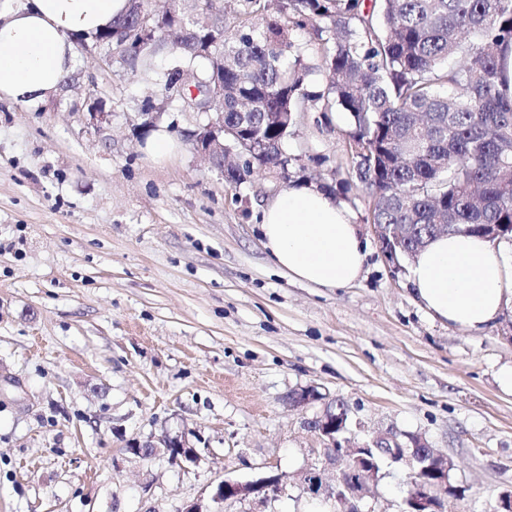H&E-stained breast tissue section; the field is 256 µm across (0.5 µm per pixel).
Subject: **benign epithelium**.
Instances as JSON below:
<instances>
[{
	"label": "benign epithelium",
	"instance_id": "obj_1",
	"mask_svg": "<svg viewBox=\"0 0 512 512\" xmlns=\"http://www.w3.org/2000/svg\"><path fill=\"white\" fill-rule=\"evenodd\" d=\"M217 96H224V86L221 84L215 89L210 86L202 91L196 88L191 99L186 101V108L207 116V124L189 132L188 138L193 143V150L207 160L211 169L222 174L224 166L216 165V161L224 159V138L217 135V132L224 131V113L209 111L211 100ZM90 117L92 125L98 130L111 123L112 110L106 109L103 97L94 99ZM374 232L388 261L394 268H400L399 260L404 252L401 225L376 224ZM284 401L288 409L301 415L318 403L322 405L317 416L303 421L304 426L324 442L321 448L309 449L310 454L318 459V463L306 468L293 479L283 472H269L256 480L244 482L225 479L213 489V503L222 505L232 501L246 504L256 499L267 502L277 499L286 493L288 485L296 483L315 498L323 495L333 498L339 504L341 512H374L373 497L367 492V487L368 480L375 477V457L385 455L393 464L400 465L413 474L418 468V449L429 447L421 437L410 438L406 446H401L390 438H379L370 445L355 444L343 437L348 429L346 416L327 411L326 397L314 389L293 390L285 396ZM129 448L130 453L141 459L166 454L169 460L177 463L195 460L193 446L184 432L166 430L158 437L151 436L143 441L133 440L129 442ZM345 459L351 460V463L345 464V468L340 471L336 478V487L326 489V467L334 466ZM439 471L442 477L409 494L408 501L412 503L409 512H446L447 498L443 495L442 487L447 484L448 467L443 466Z\"/></svg>",
	"mask_w": 512,
	"mask_h": 512
}]
</instances>
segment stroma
Listing matches in <instances>:
<instances>
[{"label": "stroma", "mask_w": 512, "mask_h": 512, "mask_svg": "<svg viewBox=\"0 0 512 512\" xmlns=\"http://www.w3.org/2000/svg\"><path fill=\"white\" fill-rule=\"evenodd\" d=\"M77 49L49 99L0 101V512H181L223 479L300 473L321 447L283 403L316 388L346 405L351 438H425L455 463L448 512H492L512 490V305L485 331L421 307L384 256L369 196L338 201L368 250L360 280L284 277L260 244V211L288 183L240 186L184 143L205 120L130 67ZM102 94L112 122L90 123ZM182 146L144 154L139 112ZM350 120L299 112L290 183L353 181ZM186 431L195 461H142L128 441ZM295 484L223 512H327Z\"/></svg>", "instance_id": "obj_1"}]
</instances>
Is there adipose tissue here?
I'll list each match as a JSON object with an SVG mask.
<instances>
[{
  "instance_id": "1",
  "label": "adipose tissue",
  "mask_w": 512,
  "mask_h": 512,
  "mask_svg": "<svg viewBox=\"0 0 512 512\" xmlns=\"http://www.w3.org/2000/svg\"><path fill=\"white\" fill-rule=\"evenodd\" d=\"M128 0H0V100L35 103L72 69L74 38H91L126 12ZM261 244L288 278L336 288L362 275L365 248L351 211L311 184L268 201ZM409 280L432 316L484 330L512 303V262L491 241L442 235L411 261Z\"/></svg>"
}]
</instances>
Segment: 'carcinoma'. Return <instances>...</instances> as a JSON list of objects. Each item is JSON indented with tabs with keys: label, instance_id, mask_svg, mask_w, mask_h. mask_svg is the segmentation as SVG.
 I'll use <instances>...</instances> for the list:
<instances>
[{
	"label": "carcinoma",
	"instance_id": "carcinoma-1",
	"mask_svg": "<svg viewBox=\"0 0 512 512\" xmlns=\"http://www.w3.org/2000/svg\"><path fill=\"white\" fill-rule=\"evenodd\" d=\"M245 20L233 34L213 0L194 12L177 0L146 6L151 34L130 45L136 5L112 23V52L161 92L190 95L224 78V177L240 185L262 169L288 182L284 149L293 113L345 112L355 177L368 190L375 224L410 225L404 247L445 233L484 236L504 225L512 240V96L504 58L512 49V0H239ZM311 29L326 84L309 68L290 31ZM160 56L172 62L158 69ZM446 224L448 231L436 230ZM406 492L435 479L429 460Z\"/></svg>",
	"mask_w": 512,
	"mask_h": 512
}]
</instances>
